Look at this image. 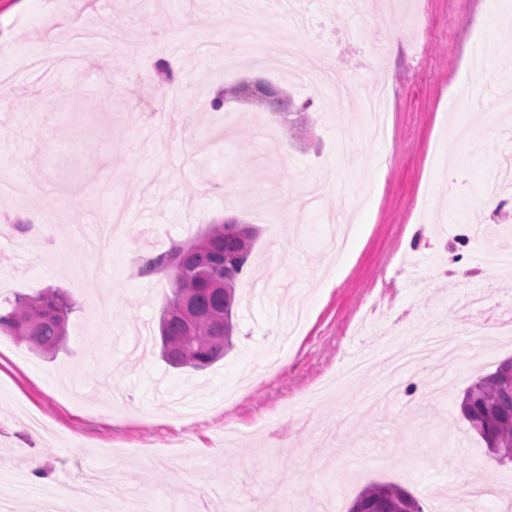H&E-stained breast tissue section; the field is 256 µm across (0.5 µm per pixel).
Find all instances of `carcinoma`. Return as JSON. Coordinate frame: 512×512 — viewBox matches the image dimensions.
<instances>
[{
    "label": "carcinoma",
    "instance_id": "1",
    "mask_svg": "<svg viewBox=\"0 0 512 512\" xmlns=\"http://www.w3.org/2000/svg\"><path fill=\"white\" fill-rule=\"evenodd\" d=\"M231 102H246L285 117L301 115L309 107L305 103L293 109L290 96L264 79L225 87L211 107L218 111ZM255 238L251 225L225 221L190 242L139 256L138 275L164 273L172 280V296L159 317L162 356L170 365L204 371L232 349L235 286L250 266ZM73 310L74 303L55 290L18 295L0 312V333L17 337L39 353L54 354L63 344ZM460 408L487 453L500 463L512 462V358L470 386ZM348 512H423V508L406 488L374 482L355 497Z\"/></svg>",
    "mask_w": 512,
    "mask_h": 512
}]
</instances>
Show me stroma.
<instances>
[{
    "label": "stroma",
    "mask_w": 512,
    "mask_h": 512,
    "mask_svg": "<svg viewBox=\"0 0 512 512\" xmlns=\"http://www.w3.org/2000/svg\"><path fill=\"white\" fill-rule=\"evenodd\" d=\"M239 0H0V49L67 40L69 18L110 27L111 45L87 43L80 67L48 55L0 82V176L36 187L0 196V301L63 290L74 302L66 345L43 356L0 334V473L22 475L0 489V512H32L35 488L78 493L88 476L101 492L87 512H204L209 488L241 512H347L371 482H394L424 512L512 479L465 433L464 392L512 357V333L469 337L470 356L449 364L429 348L382 408L364 400L384 377L364 371L351 388L306 404L357 353L387 344L397 322L422 341L464 323L450 286L468 280L486 305L501 280L483 253H512V195L490 211L493 173L512 155V122L498 104L512 97V33L497 23L512 0H415L404 18L394 0H259L244 22ZM393 51L384 46L393 31ZM183 49L169 50L170 39ZM319 40L318 56L278 60L281 41ZM243 52L225 84L269 78L295 103L304 127L239 103L213 110L217 84L202 79L216 45ZM486 66L471 73L473 55ZM342 64L345 90L322 99L309 74ZM166 61L180 93L161 111L155 65ZM482 103L455 106L468 77ZM385 95L387 127L368 131L369 86ZM287 144L280 155L279 144ZM462 187L447 194L449 172ZM132 203L142 232L102 257L70 227L95 235L104 208ZM41 223L14 229L18 212ZM234 215L258 231L252 268L238 282L234 347L200 373L160 357L156 334L171 294L164 275L137 276L139 255L203 235ZM409 259L414 276L384 278ZM447 270L436 293L421 291L428 265ZM258 416L270 434L225 442ZM41 422L31 432L30 418ZM360 478L337 492L346 458Z\"/></svg>",
    "instance_id": "35a3bbf8"
}]
</instances>
